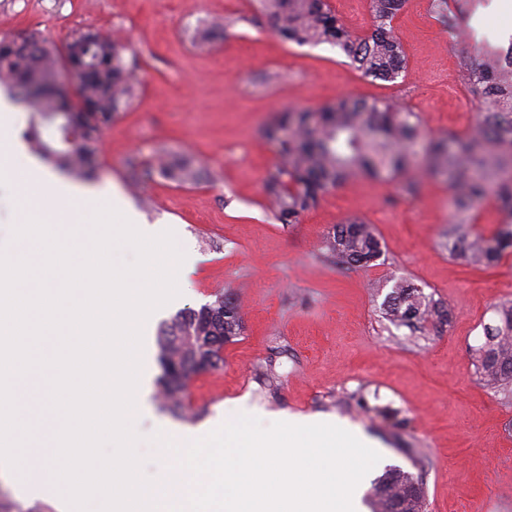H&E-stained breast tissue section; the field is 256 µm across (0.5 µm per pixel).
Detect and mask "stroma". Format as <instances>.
Returning <instances> with one entry per match:
<instances>
[{"mask_svg":"<svg viewBox=\"0 0 512 512\" xmlns=\"http://www.w3.org/2000/svg\"><path fill=\"white\" fill-rule=\"evenodd\" d=\"M224 16L237 20L228 37L199 47L197 29ZM395 25L407 63L391 83L363 77L330 45L286 42L247 0H0V38L100 29L123 38L137 62L138 97L105 132L92 184L138 211L149 234L172 231L197 259L142 346L148 387L161 373L159 332L176 313L226 292L245 310V332L225 347L223 365L190 382L192 416L154 400L138 429L191 430L228 408L265 425L323 418L372 440L381 459L364 484L398 466L421 474L426 512H512V392L485 384L476 353L500 323L498 306L512 300V251L481 265L450 251L452 235L499 231L495 200L476 206L474 223L450 228L453 192L420 167L405 178H351L282 224L264 191L277 146L261 130L288 109L348 95L392 99L418 113L427 135L468 130L482 104L460 61L488 30L511 43L512 9L488 0L465 40L448 33L430 0H407ZM164 154L191 158L199 182L159 177L133 188L128 159ZM407 178L416 194L403 192ZM353 215L373 226L383 253L345 270L322 241ZM400 281L440 301L447 320L391 322L385 301Z\"/></svg>","mask_w":512,"mask_h":512,"instance_id":"stroma-1","label":"stroma"}]
</instances>
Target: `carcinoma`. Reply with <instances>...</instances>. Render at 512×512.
Returning <instances> with one entry per match:
<instances>
[{
  "mask_svg": "<svg viewBox=\"0 0 512 512\" xmlns=\"http://www.w3.org/2000/svg\"><path fill=\"white\" fill-rule=\"evenodd\" d=\"M406 0H369L370 30L359 36L332 12L328 0H257V11L276 31L297 45L329 44L338 48L366 77L395 82L406 59L394 25ZM480 0H432L434 13L451 31L462 28ZM237 19L226 17L200 33L199 44L222 40ZM0 39V85L12 99L39 120L31 126L33 149L56 161L67 174L82 180L97 175L104 132L136 97L134 67L126 62L128 46L97 30L67 35L62 44L35 33H20L18 49ZM81 64L74 95L54 87L62 69L63 48ZM466 83L483 99L468 133L456 138L431 139L417 149L418 114L383 100L342 98L316 110L291 109L262 129L276 143L278 161L265 179L275 219L294 224L343 180L358 174L379 177L404 173L422 162L445 178L453 191L456 210L452 224L470 223V211L494 197L499 223L505 230L486 237L462 240L457 255L467 261L491 263L512 250V45L482 44L461 62ZM51 126L44 137L41 125ZM135 183L161 176L179 184H193L198 168L187 157L127 162ZM326 253L348 268L368 266L382 254V244L371 225L349 217L328 235ZM392 321L413 327L441 321L442 303L410 282L397 283L387 305ZM502 325L487 331L478 349L480 377L487 383H512V301L500 305ZM240 304L219 295L198 310L177 313L159 338L162 369L159 395L166 407L181 406L193 375L224 362V346L242 336ZM426 489L420 475L392 467L374 482L372 512H425Z\"/></svg>",
  "mask_w": 512,
  "mask_h": 512,
  "instance_id": "obj_1",
  "label": "carcinoma"
}]
</instances>
